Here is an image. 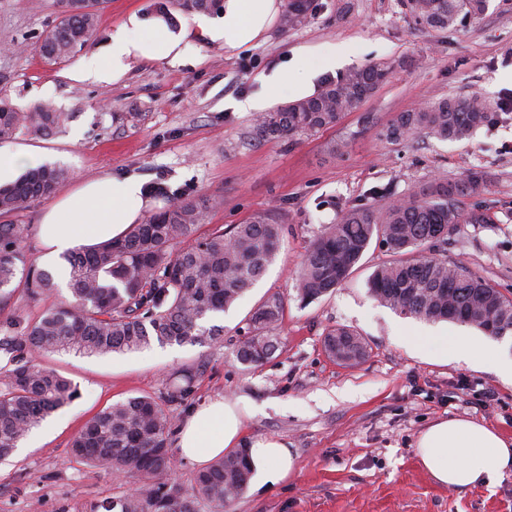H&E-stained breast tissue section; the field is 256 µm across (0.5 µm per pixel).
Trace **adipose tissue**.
<instances>
[{
  "label": "adipose tissue",
  "mask_w": 512,
  "mask_h": 512,
  "mask_svg": "<svg viewBox=\"0 0 512 512\" xmlns=\"http://www.w3.org/2000/svg\"><path fill=\"white\" fill-rule=\"evenodd\" d=\"M283 0H224L221 14L194 17L193 29H175L163 17L142 22L129 16L112 36L109 54L90 53L71 76L76 80L107 81L119 78L125 61L135 58L155 61L179 58L190 31L233 51L252 45L275 24ZM264 90L255 97L237 102L242 112H263L273 106L283 92L295 98L313 93V76L292 80L287 69L275 70L262 79ZM147 207L138 177L101 176L84 182L74 191L62 194L42 215L38 235L44 253L42 262L60 255L124 237L138 223ZM441 352L469 365L490 364L504 383L512 385V356L496 344L474 336H438ZM249 409L215 400L198 407L182 425L177 445L184 459L207 464L227 451L247 444L256 485L285 479L295 467V458L284 442L266 437L245 442L244 418ZM417 458L439 484L455 488L492 486L512 469V440L495 430L462 418H451L429 425L416 442Z\"/></svg>",
  "instance_id": "ef3b65f1"
}]
</instances>
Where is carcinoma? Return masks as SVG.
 <instances>
[{"label": "carcinoma", "instance_id": "obj_1", "mask_svg": "<svg viewBox=\"0 0 512 512\" xmlns=\"http://www.w3.org/2000/svg\"><path fill=\"white\" fill-rule=\"evenodd\" d=\"M105 0H60L61 19L39 45L49 62L62 61L94 42ZM172 5L209 15L222 11L223 0H171ZM420 25L448 29L458 21L480 18L488 0H401ZM309 0H289L287 24L302 22ZM376 64L352 69L314 96L275 112H260L253 125L258 138L308 135L336 126L387 78ZM493 106L471 97H442L401 112L383 137L400 141L427 134L462 141L490 124ZM64 113L48 104L27 110L0 99V140L23 131L45 136L60 130ZM71 172L60 166L30 169L0 186V215L25 211L30 203L55 192ZM486 177L470 171L455 180L435 178L416 183L398 195L377 193L372 204L340 209L336 220L322 225L295 275L297 298L315 301L339 287L353 272L372 241L389 258L379 263L369 293L380 305L423 321L471 325L494 338L512 334V299L474 275L461 262L436 253L461 213L460 197L486 188ZM164 206L132 225L125 238L76 251L64 257L70 298L45 308L33 319L10 307L17 274L24 292L35 300L55 290L47 270L27 264L25 224H0V460L54 412L77 399V384L43 361L48 353L86 356L124 354L151 346L203 344L224 336L213 318L228 311L274 263L282 239L275 215L259 214L227 231L194 237L207 218L203 198L178 199L165 186L153 190ZM283 298L273 294L254 308L237 360L257 366L281 347L276 330ZM324 351L339 349L359 360L367 352L362 336L339 327L327 332ZM169 416L154 398L130 397L94 415L71 441V457L95 464L115 478L134 479L135 492L112 501L91 502L85 512H199L205 501L215 512L238 498L251 477L247 450L238 448L200 471L191 487L172 477L168 448Z\"/></svg>", "mask_w": 512, "mask_h": 512}]
</instances>
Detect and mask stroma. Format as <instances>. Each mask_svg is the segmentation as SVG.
<instances>
[{
  "label": "stroma",
  "mask_w": 512,
  "mask_h": 512,
  "mask_svg": "<svg viewBox=\"0 0 512 512\" xmlns=\"http://www.w3.org/2000/svg\"><path fill=\"white\" fill-rule=\"evenodd\" d=\"M165 2L109 0L93 51L107 53L129 15L148 19ZM59 17L56 0H0V98L22 109L48 103L68 115L56 134L22 133L0 141V151L33 150L43 163L71 169L62 194L104 174L134 175L147 188L161 183L207 198L198 235L272 212L283 238L266 275L225 314L220 341L46 356L80 395L43 423L23 453L0 462V512H82L88 501L122 495L124 484L110 472L72 460L73 437L112 403L139 395L163 400L188 371L189 396L168 406L172 427L212 400L245 403L247 437H279L296 457L292 475L248 484L225 512H512V471L492 488L455 489L436 483L415 455L419 434L440 419H468L512 438L511 385L489 369L442 359L432 342H409L429 328L451 336H473L476 328L380 306L368 292L386 258L376 241L331 294L304 304L294 290L311 240L339 205L371 204L382 187L401 193L478 169L489 182L459 198L462 219L444 254L512 298V0H489L481 19L447 30L417 26L400 0H312L302 25L276 21L252 46L228 52L190 38L180 61L133 59L119 79L85 83L70 79L73 60L49 65L36 51ZM341 42L344 64L318 73L315 89L373 63L390 67L389 80L334 127L292 140L253 139V113L234 111L228 101L261 92L262 76L295 56L315 64ZM445 96L488 99L493 122L463 141L384 138L398 113ZM129 112L141 120L128 123ZM274 294L284 299L283 346L262 365L243 367L235 350L246 317ZM337 327L366 341L368 354L357 365L326 355L324 335Z\"/></svg>",
  "instance_id": "35a3bbf8"
}]
</instances>
